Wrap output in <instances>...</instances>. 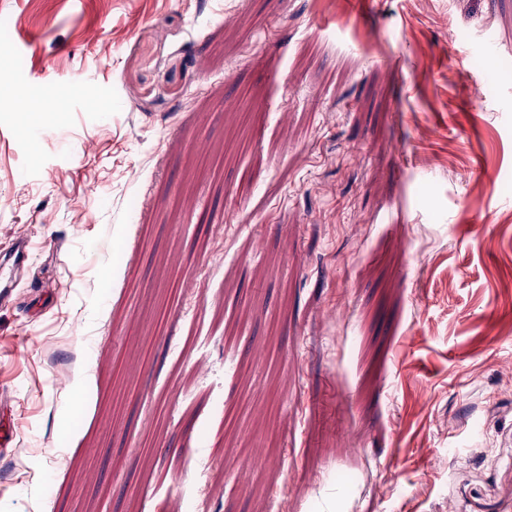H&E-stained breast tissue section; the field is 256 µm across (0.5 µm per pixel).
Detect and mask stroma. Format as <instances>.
Returning <instances> with one entry per match:
<instances>
[{
  "label": "stroma",
  "instance_id": "obj_1",
  "mask_svg": "<svg viewBox=\"0 0 512 512\" xmlns=\"http://www.w3.org/2000/svg\"><path fill=\"white\" fill-rule=\"evenodd\" d=\"M20 234L0 512H512V0H0Z\"/></svg>",
  "mask_w": 512,
  "mask_h": 512
}]
</instances>
